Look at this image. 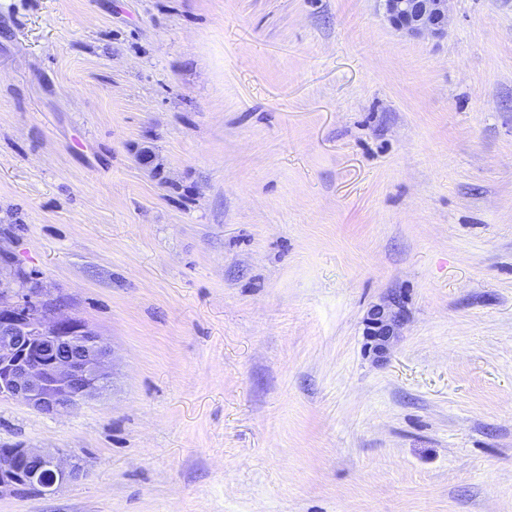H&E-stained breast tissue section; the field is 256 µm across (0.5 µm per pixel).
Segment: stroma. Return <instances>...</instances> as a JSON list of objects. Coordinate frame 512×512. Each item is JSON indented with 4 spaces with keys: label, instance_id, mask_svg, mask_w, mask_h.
<instances>
[{
    "label": "stroma",
    "instance_id": "35a3bbf8",
    "mask_svg": "<svg viewBox=\"0 0 512 512\" xmlns=\"http://www.w3.org/2000/svg\"><path fill=\"white\" fill-rule=\"evenodd\" d=\"M20 278L112 380L0 397L86 470L0 512H512V0H0ZM452 0H379L389 23L410 37H444L448 34ZM396 316L392 314L389 305L375 309L370 318L369 332L370 348L378 357L385 354L390 339L393 336V324Z\"/></svg>",
    "mask_w": 512,
    "mask_h": 512
}]
</instances>
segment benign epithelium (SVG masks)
I'll return each mask as SVG.
<instances>
[{
  "mask_svg": "<svg viewBox=\"0 0 512 512\" xmlns=\"http://www.w3.org/2000/svg\"><path fill=\"white\" fill-rule=\"evenodd\" d=\"M389 23L410 37L448 35L450 0H379ZM390 305L375 309L369 340L379 357L393 336ZM112 375V350L79 320L62 315L44 288H12L0 281V396L19 400L38 413L60 415L102 393ZM39 461L46 478L32 467ZM84 473L73 452L0 448V498L29 491L51 496Z\"/></svg>",
  "mask_w": 512,
  "mask_h": 512,
  "instance_id": "1",
  "label": "benign epithelium"
}]
</instances>
